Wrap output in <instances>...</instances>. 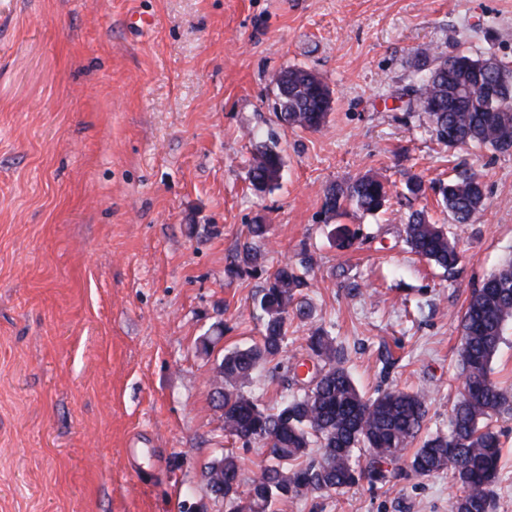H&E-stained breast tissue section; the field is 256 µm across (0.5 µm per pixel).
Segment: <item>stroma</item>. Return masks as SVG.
<instances>
[{"label": "stroma", "mask_w": 512, "mask_h": 512, "mask_svg": "<svg viewBox=\"0 0 512 512\" xmlns=\"http://www.w3.org/2000/svg\"><path fill=\"white\" fill-rule=\"evenodd\" d=\"M459 51L512 64V0H0V512H227L202 475L233 447L212 372L259 340L267 272L302 258L313 310L289 316L283 364L323 328L366 396L425 389L447 431L461 316L512 256V151L440 141L400 98ZM289 67L333 92L319 130L275 117ZM270 139L282 179L259 193ZM458 163L484 185L469 224L432 190ZM362 175L428 192L325 214V190ZM413 207L456 237L455 278L407 247ZM255 222L260 258L234 267ZM495 427V512H512V415ZM458 493L444 472L363 479L276 512H450ZM283 169L281 151L275 143L262 142L249 170L251 185L256 191L262 192L278 184Z\"/></svg>", "instance_id": "35a3bbf8"}]
</instances>
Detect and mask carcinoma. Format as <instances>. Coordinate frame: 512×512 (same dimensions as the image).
Wrapping results in <instances>:
<instances>
[{"label": "carcinoma", "instance_id": "1", "mask_svg": "<svg viewBox=\"0 0 512 512\" xmlns=\"http://www.w3.org/2000/svg\"><path fill=\"white\" fill-rule=\"evenodd\" d=\"M478 60L470 55L445 57L434 54L417 69L413 97L407 110L422 112L441 140L470 147L512 151V65L484 73L498 86V98L476 94L466 97L467 85ZM286 85L278 98L279 122L317 131L326 122L318 77L304 68L281 72ZM283 158L276 144L261 143L249 170L253 188L262 192L278 184ZM448 182L438 187L442 203L457 224H469L484 206V189L471 169L457 165ZM390 186L363 175L324 192L325 213L345 215L352 208L374 214L390 201ZM405 242L412 252L454 275L461 263L455 239L440 224H432L422 211H413L404 225ZM303 278L288 262L279 265L261 289L258 306L263 315L259 341L224 353L221 383L224 387V432L247 449L268 448L257 465L247 492L239 493V457L227 453L204 467L211 482L224 479V501L230 512H274L273 507L298 497L324 491L349 489L363 478L390 483L407 476L427 477L450 472L460 487L451 512H494L501 459L499 434L490 425L495 415L512 413V393L491 378V365L505 331L512 325V257L505 259L481 287L472 291L461 318L463 343L460 367L464 392L454 405L448 432L420 438L428 415L426 391L392 389L367 398L345 366L341 347L322 329L304 338L309 360L308 381L302 392L267 407L242 391V386L262 370L281 378V360L289 310L304 319L311 314L300 288ZM421 444L409 456L405 450L415 440ZM319 457L307 463L309 448Z\"/></svg>", "mask_w": 512, "mask_h": 512}]
</instances>
